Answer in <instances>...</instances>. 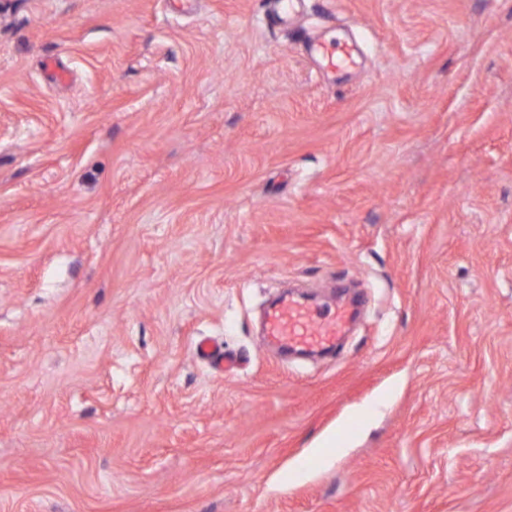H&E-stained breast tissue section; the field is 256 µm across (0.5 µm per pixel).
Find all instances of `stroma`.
Segmentation results:
<instances>
[{"label": "stroma", "instance_id": "1", "mask_svg": "<svg viewBox=\"0 0 512 512\" xmlns=\"http://www.w3.org/2000/svg\"><path fill=\"white\" fill-rule=\"evenodd\" d=\"M0 512H512V0H0ZM315 50L321 55L325 66L331 69H343L353 62L351 47L346 43L336 42L331 50L317 44ZM351 316L348 303L322 308L289 294L267 311L266 342L281 352L334 347Z\"/></svg>", "mask_w": 512, "mask_h": 512}]
</instances>
